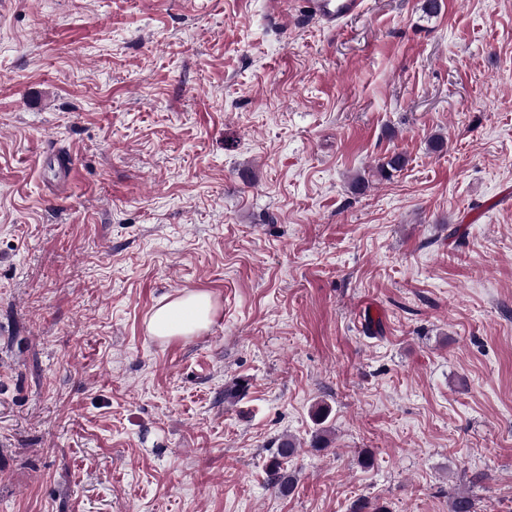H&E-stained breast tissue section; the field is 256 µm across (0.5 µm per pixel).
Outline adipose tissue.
<instances>
[{"label": "adipose tissue", "mask_w": 512, "mask_h": 512, "mask_svg": "<svg viewBox=\"0 0 512 512\" xmlns=\"http://www.w3.org/2000/svg\"><path fill=\"white\" fill-rule=\"evenodd\" d=\"M215 313L212 294L184 290L156 306L148 316L146 328L149 335L159 340L191 337L207 330Z\"/></svg>", "instance_id": "obj_1"}]
</instances>
